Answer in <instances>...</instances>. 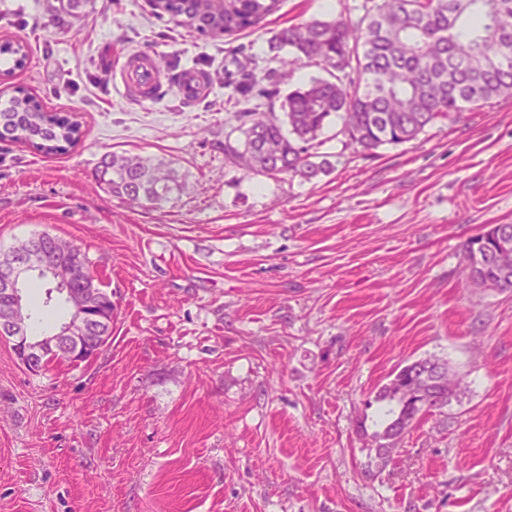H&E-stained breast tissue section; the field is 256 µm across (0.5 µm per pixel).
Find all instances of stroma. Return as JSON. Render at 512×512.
<instances>
[{"label":"stroma","instance_id":"stroma-1","mask_svg":"<svg viewBox=\"0 0 512 512\" xmlns=\"http://www.w3.org/2000/svg\"><path fill=\"white\" fill-rule=\"evenodd\" d=\"M363 3L281 0L204 37L145 0H91L59 30L57 0H0V42L27 52L0 106L28 94L82 126L50 156L0 142V246L72 240L115 306L77 365L31 373L0 339V512H512V291L470 286L463 252L512 224V98L368 151L331 124L311 181L216 145L238 63L264 77L288 55L277 30ZM131 50L206 71L209 93L128 98L112 62ZM113 151L173 161L186 193L113 196L97 178ZM428 356L463 384L377 468L375 395Z\"/></svg>","mask_w":512,"mask_h":512}]
</instances>
